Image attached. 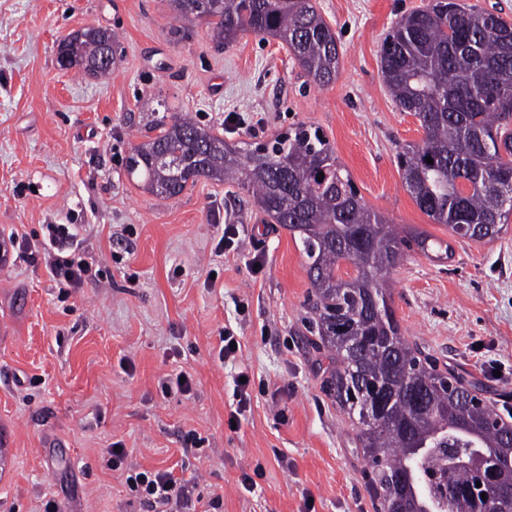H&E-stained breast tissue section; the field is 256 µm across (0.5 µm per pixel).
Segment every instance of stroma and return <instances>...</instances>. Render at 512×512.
<instances>
[{
    "mask_svg": "<svg viewBox=\"0 0 512 512\" xmlns=\"http://www.w3.org/2000/svg\"><path fill=\"white\" fill-rule=\"evenodd\" d=\"M314 2L338 37L326 87L280 40L217 43L204 20L176 19L171 0H0V234L30 245L0 266V430L13 439L0 512L50 500L60 512H151L126 477L171 468L219 512H382L357 421L323 389L293 234L232 184L201 178L164 198L128 174L133 148L181 113L254 146L317 129L399 234L449 243L448 258L407 250L389 271L401 332L512 408V224L491 241L453 237L418 208L397 163L423 130L383 83L381 45L428 0ZM89 26L118 37L105 80L58 63V44ZM50 224L78 225L95 260L68 295L45 268ZM226 331L240 348L222 360ZM116 442L128 453L117 470L106 453Z\"/></svg>",
    "mask_w": 512,
    "mask_h": 512,
    "instance_id": "1",
    "label": "stroma"
}]
</instances>
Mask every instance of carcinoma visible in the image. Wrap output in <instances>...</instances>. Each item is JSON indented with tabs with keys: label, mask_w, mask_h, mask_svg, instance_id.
I'll return each mask as SVG.
<instances>
[{
	"label": "carcinoma",
	"mask_w": 512,
	"mask_h": 512,
	"mask_svg": "<svg viewBox=\"0 0 512 512\" xmlns=\"http://www.w3.org/2000/svg\"><path fill=\"white\" fill-rule=\"evenodd\" d=\"M176 18L206 19L214 38L229 44L248 33L284 42L315 83L336 80V33L313 0H214L199 12L194 0H172ZM72 65L97 77L109 68L83 60L107 44L112 32L85 28L63 40ZM383 81L397 108L418 118L425 138L398 152L403 184L434 223L469 240H492L512 219V186L496 188L512 169V25L489 10L430 0L402 17L381 49ZM433 163H428L427 158ZM130 175L165 197L189 180L231 181L252 194L260 209L297 236L313 289V347L330 359L326 393L357 418V443L371 469L369 486L382 505L400 499L416 512H474L465 488L472 464L484 456L512 460V436L499 414L453 372L438 371L400 331L387 272L413 243L423 254L442 249L425 233L399 236L367 207L348 172L319 131L301 125L269 147H238L186 116L134 147ZM324 174L317 180L318 174ZM354 276L336 275L343 261ZM414 381L421 403L392 388ZM385 399L382 420L369 413L371 396ZM414 471L415 483L400 475ZM458 488L451 509L441 504L443 483ZM489 512H512V467L501 471Z\"/></svg>",
	"instance_id": "1"
}]
</instances>
